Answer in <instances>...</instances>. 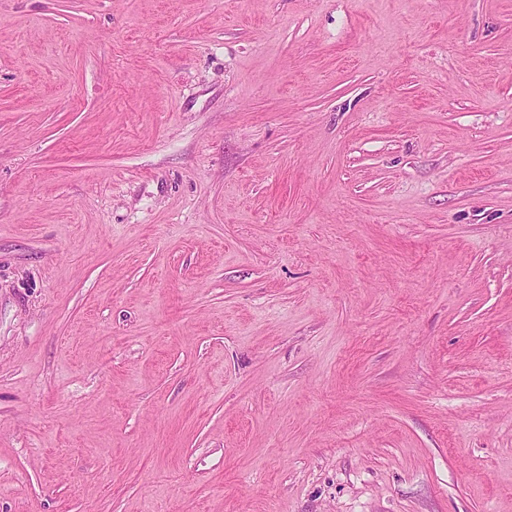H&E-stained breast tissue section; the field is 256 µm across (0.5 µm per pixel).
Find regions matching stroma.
<instances>
[{
	"mask_svg": "<svg viewBox=\"0 0 512 512\" xmlns=\"http://www.w3.org/2000/svg\"><path fill=\"white\" fill-rule=\"evenodd\" d=\"M0 512H512V0H0Z\"/></svg>",
	"mask_w": 512,
	"mask_h": 512,
	"instance_id": "obj_1",
	"label": "stroma"
}]
</instances>
